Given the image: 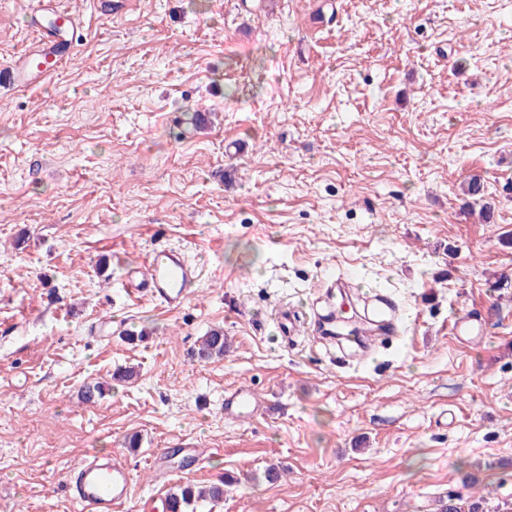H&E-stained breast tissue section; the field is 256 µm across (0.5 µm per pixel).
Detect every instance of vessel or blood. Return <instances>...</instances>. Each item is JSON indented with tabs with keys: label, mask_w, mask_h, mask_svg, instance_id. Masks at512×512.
<instances>
[{
	"label": "vessel or blood",
	"mask_w": 512,
	"mask_h": 512,
	"mask_svg": "<svg viewBox=\"0 0 512 512\" xmlns=\"http://www.w3.org/2000/svg\"><path fill=\"white\" fill-rule=\"evenodd\" d=\"M29 13L34 39L10 65V83L18 90L67 65L71 55L59 45L65 34L79 29V14L66 9L62 0H32ZM200 275L184 252L169 247L152 249L146 260L127 265L124 273L132 294L172 309L187 303ZM257 408L258 399L251 390L235 388L224 395V412L233 419L253 416ZM131 485V473L117 454L85 458L67 481L70 497L83 512H126Z\"/></svg>",
	"instance_id": "1"
}]
</instances>
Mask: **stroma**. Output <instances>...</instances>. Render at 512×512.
Returning a JSON list of instances; mask_svg holds the SVG:
<instances>
[{
    "label": "stroma",
    "instance_id": "obj_1",
    "mask_svg": "<svg viewBox=\"0 0 512 512\" xmlns=\"http://www.w3.org/2000/svg\"><path fill=\"white\" fill-rule=\"evenodd\" d=\"M69 2L77 55L18 93L27 3L0 0V512H81L92 452L126 459L129 512L219 481L202 512H512V0H334L316 26V0ZM158 246L202 269L176 311L123 286ZM354 271L402 309L374 358L282 333ZM235 387L255 417L225 418ZM224 343V331L213 329L201 339L197 348V356L202 360H209L214 356H223Z\"/></svg>",
    "mask_w": 512,
    "mask_h": 512
}]
</instances>
